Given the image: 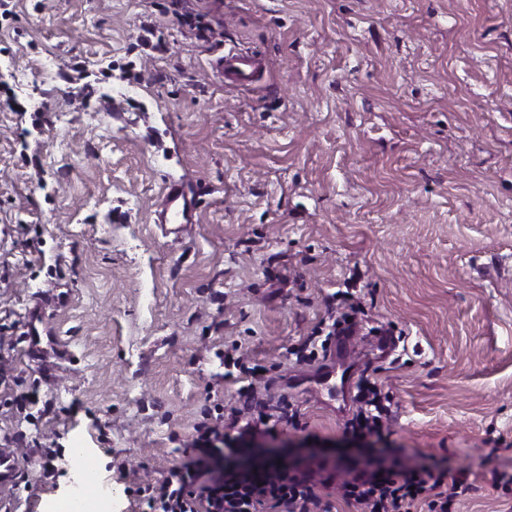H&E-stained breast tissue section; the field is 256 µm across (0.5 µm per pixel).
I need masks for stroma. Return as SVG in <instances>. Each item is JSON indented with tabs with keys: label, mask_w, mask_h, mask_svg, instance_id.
Instances as JSON below:
<instances>
[{
	"label": "stroma",
	"mask_w": 512,
	"mask_h": 512,
	"mask_svg": "<svg viewBox=\"0 0 512 512\" xmlns=\"http://www.w3.org/2000/svg\"><path fill=\"white\" fill-rule=\"evenodd\" d=\"M0 16V512H52L74 449L112 512L231 400L237 345L337 442L363 371L408 462L512 512V0H8ZM211 28L209 43L197 28ZM256 54L248 85L222 52ZM185 185L193 224L158 223ZM358 275L339 399L287 347ZM64 349H30L32 309Z\"/></svg>",
	"instance_id": "1"
}]
</instances>
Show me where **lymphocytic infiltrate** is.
I'll return each instance as SVG.
<instances>
[{
	"label": "lymphocytic infiltrate",
	"instance_id": "f902f5d3",
	"mask_svg": "<svg viewBox=\"0 0 512 512\" xmlns=\"http://www.w3.org/2000/svg\"><path fill=\"white\" fill-rule=\"evenodd\" d=\"M223 364L225 379L238 373L249 382L219 414L203 410L188 460L143 488L149 512H332L322 495L330 486L357 512H415L421 504L428 512H452L469 495L472 485L464 475L389 455L383 442L392 402L366 380L358 386L357 412L346 421L344 436L371 445V453L346 460L333 475L311 463L253 458L249 445L298 428L299 411L287 394L272 396L274 379L247 356L228 353Z\"/></svg>",
	"mask_w": 512,
	"mask_h": 512
}]
</instances>
